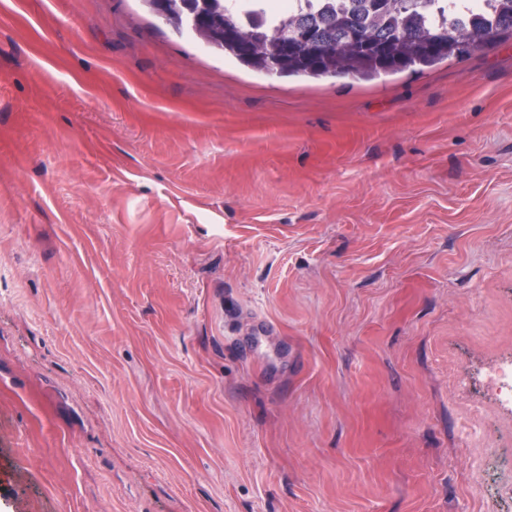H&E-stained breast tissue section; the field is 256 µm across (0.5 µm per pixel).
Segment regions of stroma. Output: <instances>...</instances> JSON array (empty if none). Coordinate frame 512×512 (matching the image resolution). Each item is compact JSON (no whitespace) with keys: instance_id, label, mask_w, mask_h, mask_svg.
I'll use <instances>...</instances> for the list:
<instances>
[{"instance_id":"stroma-1","label":"stroma","mask_w":512,"mask_h":512,"mask_svg":"<svg viewBox=\"0 0 512 512\" xmlns=\"http://www.w3.org/2000/svg\"><path fill=\"white\" fill-rule=\"evenodd\" d=\"M512 35L251 70L0 0V512H507ZM485 384L499 406L512 412V357L491 368Z\"/></svg>"}]
</instances>
